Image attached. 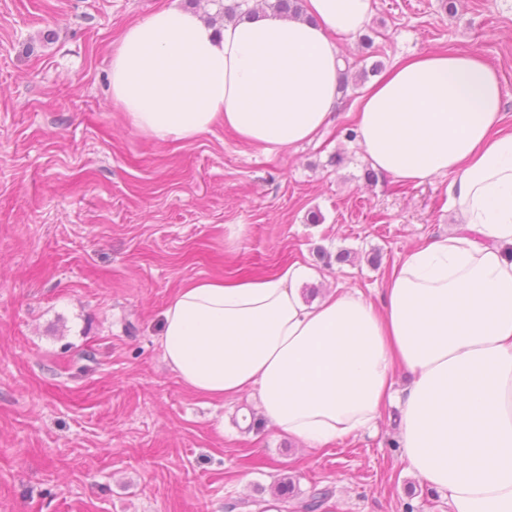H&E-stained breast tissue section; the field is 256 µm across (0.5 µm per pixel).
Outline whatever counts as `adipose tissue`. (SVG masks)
Segmentation results:
<instances>
[{
	"mask_svg": "<svg viewBox=\"0 0 512 512\" xmlns=\"http://www.w3.org/2000/svg\"><path fill=\"white\" fill-rule=\"evenodd\" d=\"M372 0H306L299 19L266 14L215 28L161 9L112 48V101L160 142L221 124L264 153L313 141L338 103L340 37ZM499 72L475 51L398 60L358 100L372 168L420 184L446 175L461 218L409 252L379 302L329 288L293 263L269 277L192 279L163 313L164 360L190 390L253 397L297 443L318 449L374 425L396 371L410 375L399 442L406 471L451 512H512V129Z\"/></svg>",
	"mask_w": 512,
	"mask_h": 512,
	"instance_id": "adipose-tissue-1",
	"label": "adipose tissue"
}]
</instances>
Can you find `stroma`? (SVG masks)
<instances>
[{
  "label": "stroma",
  "instance_id": "35a3bbf8",
  "mask_svg": "<svg viewBox=\"0 0 512 512\" xmlns=\"http://www.w3.org/2000/svg\"><path fill=\"white\" fill-rule=\"evenodd\" d=\"M234 0H0V512H448L405 471L398 404L374 429L310 450L254 400L205 398L164 363L162 314L183 283L294 262L378 300L410 250L452 231L447 177H365L345 138L347 86L320 142L264 155L224 126L161 143L112 102L121 31L163 6ZM352 71L430 49L500 73L512 127V0H374ZM347 261H338L341 252ZM295 483L281 498L283 476Z\"/></svg>",
  "mask_w": 512,
  "mask_h": 512
}]
</instances>
